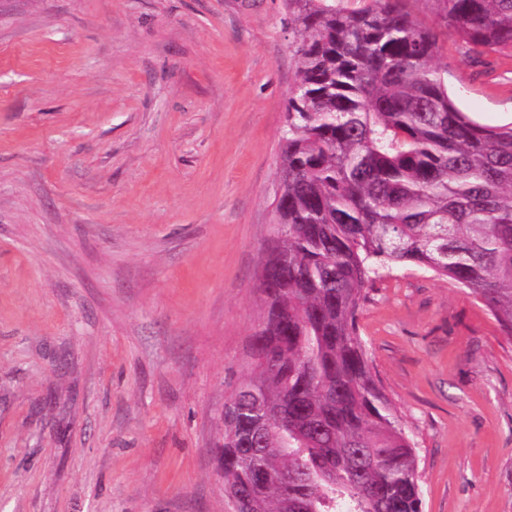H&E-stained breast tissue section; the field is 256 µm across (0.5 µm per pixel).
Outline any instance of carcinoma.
<instances>
[{
  "label": "carcinoma",
  "instance_id": "carcinoma-1",
  "mask_svg": "<svg viewBox=\"0 0 512 512\" xmlns=\"http://www.w3.org/2000/svg\"><path fill=\"white\" fill-rule=\"evenodd\" d=\"M288 0V98L264 312L224 404L225 495L249 512H421L416 448L357 332L410 263L472 289L512 340V123L448 95L441 39L512 57V0Z\"/></svg>",
  "mask_w": 512,
  "mask_h": 512
}]
</instances>
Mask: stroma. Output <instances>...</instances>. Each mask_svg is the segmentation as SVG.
<instances>
[{"instance_id":"35a3bbf8","label":"stroma","mask_w":512,"mask_h":512,"mask_svg":"<svg viewBox=\"0 0 512 512\" xmlns=\"http://www.w3.org/2000/svg\"><path fill=\"white\" fill-rule=\"evenodd\" d=\"M286 0H0V512H229L288 95ZM448 92L512 121V58L445 42ZM358 333L422 512H512V341L410 264Z\"/></svg>"}]
</instances>
